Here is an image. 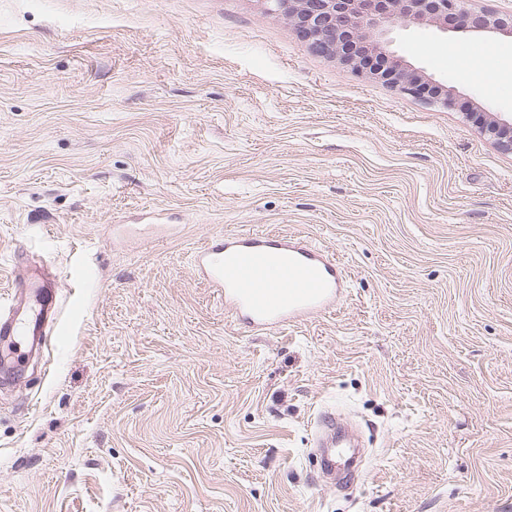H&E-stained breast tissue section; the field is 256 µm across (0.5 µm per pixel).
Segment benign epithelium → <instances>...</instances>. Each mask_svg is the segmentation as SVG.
<instances>
[{
  "mask_svg": "<svg viewBox=\"0 0 512 512\" xmlns=\"http://www.w3.org/2000/svg\"><path fill=\"white\" fill-rule=\"evenodd\" d=\"M267 12L285 19L315 53L341 59L364 72L362 54L380 56L393 72L391 85L447 109L458 93L393 49V31L433 26L458 38L512 43V10L469 7L471 0H265ZM480 132L512 154V116L469 112Z\"/></svg>",
  "mask_w": 512,
  "mask_h": 512,
  "instance_id": "benign-epithelium-1",
  "label": "benign epithelium"
}]
</instances>
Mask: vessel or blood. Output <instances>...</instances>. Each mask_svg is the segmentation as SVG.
Masks as SVG:
<instances>
[{"label": "vessel or blood", "mask_w": 512, "mask_h": 512, "mask_svg": "<svg viewBox=\"0 0 512 512\" xmlns=\"http://www.w3.org/2000/svg\"><path fill=\"white\" fill-rule=\"evenodd\" d=\"M193 263L223 297L225 309L251 329L280 328L329 311L345 286L334 258L288 235L227 233L198 246ZM18 312V298L10 296L7 314H0L1 342L31 331L29 322L18 321ZM319 424L320 446L344 441L335 413L323 414Z\"/></svg>", "instance_id": "1"}]
</instances>
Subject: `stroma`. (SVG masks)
I'll list each match as a JSON object with an SVG mask.
<instances>
[{"label": "stroma", "mask_w": 512, "mask_h": 512, "mask_svg": "<svg viewBox=\"0 0 512 512\" xmlns=\"http://www.w3.org/2000/svg\"><path fill=\"white\" fill-rule=\"evenodd\" d=\"M395 40L512 113L474 42ZM243 231L333 256L335 308L236 325L191 252ZM33 273L0 512H512V154L262 0H0V298ZM326 411L366 440L333 485Z\"/></svg>", "instance_id": "35a3bbf8"}]
</instances>
